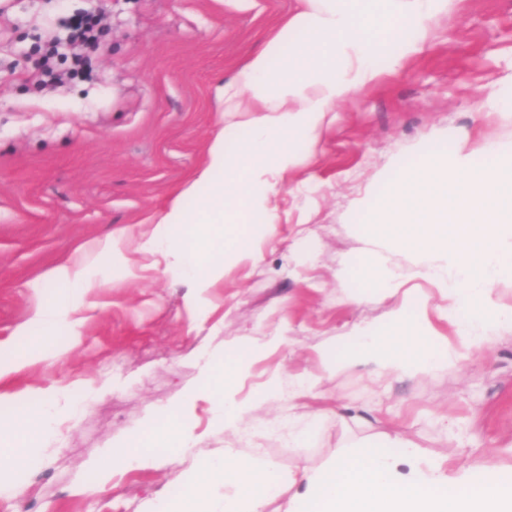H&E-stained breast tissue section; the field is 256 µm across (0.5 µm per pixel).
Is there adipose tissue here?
I'll use <instances>...</instances> for the list:
<instances>
[{"instance_id":"obj_1","label":"adipose tissue","mask_w":512,"mask_h":512,"mask_svg":"<svg viewBox=\"0 0 512 512\" xmlns=\"http://www.w3.org/2000/svg\"><path fill=\"white\" fill-rule=\"evenodd\" d=\"M263 48L252 54L234 77L217 87L216 97L229 121L211 138L204 163L169 202L146 235V249L163 248L195 287L205 289L224 275V265L189 247L175 226L210 225L215 237L237 244L252 216L275 220L271 198L279 177L297 161L294 147H315L336 119V105L349 93L392 72L402 59L432 37L431 21L457 14L461 0H300ZM410 26L397 54L384 47L395 23ZM194 207H187V200ZM57 295L20 326L18 335L49 341L60 323L79 313L90 266L65 261L46 274ZM60 396L45 401L37 414L0 420V435L22 434V445L0 446V469L22 464L31 447L43 441L49 412ZM417 448L397 439L391 446H360L339 454L327 467L306 474L307 512H512V481L501 469L475 460L468 477L477 489L450 482V453L436 469L416 465ZM205 482L187 488L178 512H263L273 489L266 462L225 449L203 464ZM225 488L210 501L206 488Z\"/></svg>"}]
</instances>
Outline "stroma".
<instances>
[{
  "label": "stroma",
  "mask_w": 512,
  "mask_h": 512,
  "mask_svg": "<svg viewBox=\"0 0 512 512\" xmlns=\"http://www.w3.org/2000/svg\"><path fill=\"white\" fill-rule=\"evenodd\" d=\"M296 0H0V352L21 354L16 335L55 289L45 273L123 227L100 256L78 324L63 325L46 358L0 379V418L40 410L66 390L54 433L29 465L7 472L16 490L0 512H156L199 484L200 464L231 448L275 473L320 466L340 448L396 438L423 466L454 451L452 479L480 459L512 468V332L470 351L458 366L378 373L324 359L354 332L385 325L395 301L382 255L421 324L452 337L440 283L420 275L405 243L371 237L369 212L391 185L459 148L473 166L512 147V0H462L453 17L395 72L351 93L318 145L299 150L271 201L275 223H252L254 258L227 253L224 277L195 292L190 278L143 254L142 234L204 161L221 106L216 82L231 78ZM101 14L106 34L87 73L50 90L36 82L45 42L65 47L74 17ZM237 358V398L278 388L236 433L213 423L221 382L203 367ZM313 396L298 397L300 381ZM158 415L190 428L182 458L155 467L116 465L98 481L88 460L109 446L164 451Z\"/></svg>",
  "instance_id": "1"
}]
</instances>
